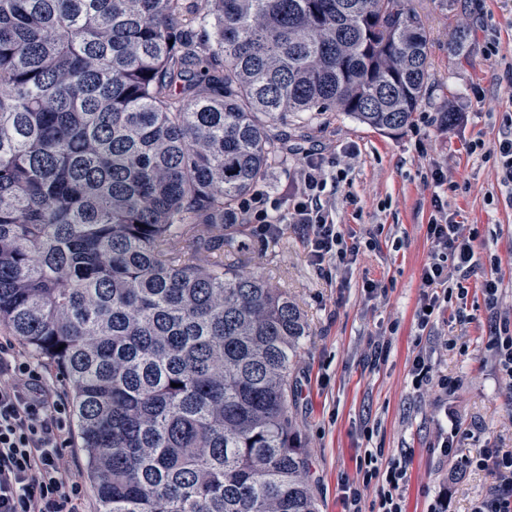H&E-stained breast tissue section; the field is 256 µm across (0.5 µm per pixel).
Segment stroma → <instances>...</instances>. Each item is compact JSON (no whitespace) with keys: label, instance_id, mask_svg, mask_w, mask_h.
<instances>
[{"label":"stroma","instance_id":"1","mask_svg":"<svg viewBox=\"0 0 512 512\" xmlns=\"http://www.w3.org/2000/svg\"><path fill=\"white\" fill-rule=\"evenodd\" d=\"M429 36L430 80L413 121L387 134L340 112L289 118L279 160L262 183L282 197L304 150L332 158L344 178L325 190L324 203L343 235L365 246L358 259L334 274L311 262L306 232L284 223L266 239L255 225L239 228L238 246L225 248V264L244 275L261 274L288 291L308 324L291 371L289 411L310 453V483L320 512H345L342 485L355 478L368 452L379 468L399 464L406 512H470L492 487L490 472L463 469L480 449L512 451V391L497 381L487 348L492 320L512 331V203L488 151L512 114V0H404ZM469 36L470 55L448 53L456 32ZM459 113L456 124L449 112ZM448 176V209L477 236L481 273L500 260L496 312H489L479 276L467 283L464 318L451 311L419 328L420 274L430 258L426 225L433 208L432 169ZM381 281L383 298H368L366 280ZM387 339L386 360L372 361L371 345ZM429 354L428 385L413 383L418 347ZM454 379L440 399L436 383ZM454 450L442 457L443 437ZM65 454L83 492L80 512H99L85 476L77 427Z\"/></svg>","mask_w":512,"mask_h":512}]
</instances>
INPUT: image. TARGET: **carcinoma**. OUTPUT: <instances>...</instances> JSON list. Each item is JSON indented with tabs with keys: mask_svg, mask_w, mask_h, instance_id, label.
I'll list each match as a JSON object with an SVG mask.
<instances>
[{
	"mask_svg": "<svg viewBox=\"0 0 512 512\" xmlns=\"http://www.w3.org/2000/svg\"><path fill=\"white\" fill-rule=\"evenodd\" d=\"M203 2L0 0V323L71 389L100 512H320L304 321L225 217L288 115L406 126L428 35L403 0Z\"/></svg>",
	"mask_w": 512,
	"mask_h": 512,
	"instance_id": "1",
	"label": "carcinoma"
}]
</instances>
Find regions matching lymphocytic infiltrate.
Listing matches in <instances>:
<instances>
[{
  "label": "lymphocytic infiltrate",
  "instance_id": "lymphocytic-infiltrate-1",
  "mask_svg": "<svg viewBox=\"0 0 512 512\" xmlns=\"http://www.w3.org/2000/svg\"><path fill=\"white\" fill-rule=\"evenodd\" d=\"M328 172L318 153L303 157L287 200L256 190L241 204L242 223L257 225L260 235L279 232L281 206H288L292 223L302 225L311 241L316 265L346 266L360 253L359 239L343 244L332 212L321 202ZM434 213L426 226L431 243L429 261L421 271V326L432 311L448 299H465L466 281L476 266V237L448 211V202L433 195ZM12 340L0 341V512H77L81 488L64 457L68 404L43 380L38 368L15 360ZM467 467L494 473L496 484L487 497L475 501L471 512H512V452L483 449L466 461ZM404 470L365 469L361 482H351L345 493L349 512H362V485L380 480L378 512H405L401 489Z\"/></svg>",
  "mask_w": 512,
  "mask_h": 512
}]
</instances>
